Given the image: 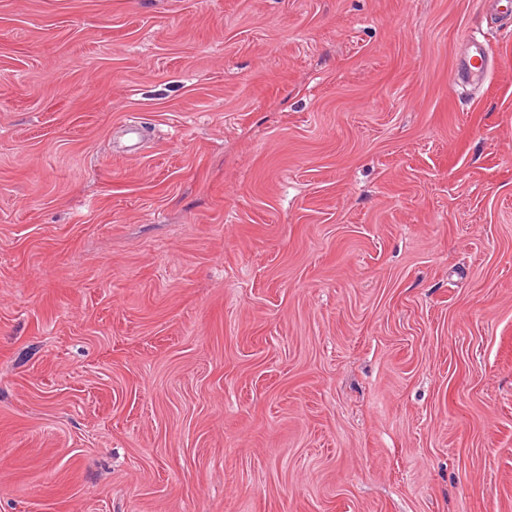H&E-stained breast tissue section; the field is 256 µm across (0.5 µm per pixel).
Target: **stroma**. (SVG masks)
<instances>
[{"label": "stroma", "instance_id": "obj_1", "mask_svg": "<svg viewBox=\"0 0 512 512\" xmlns=\"http://www.w3.org/2000/svg\"><path fill=\"white\" fill-rule=\"evenodd\" d=\"M0 512H512V26L0 0ZM471 53L460 73L463 78H483L487 74L488 53L484 42L470 40Z\"/></svg>", "mask_w": 512, "mask_h": 512}]
</instances>
